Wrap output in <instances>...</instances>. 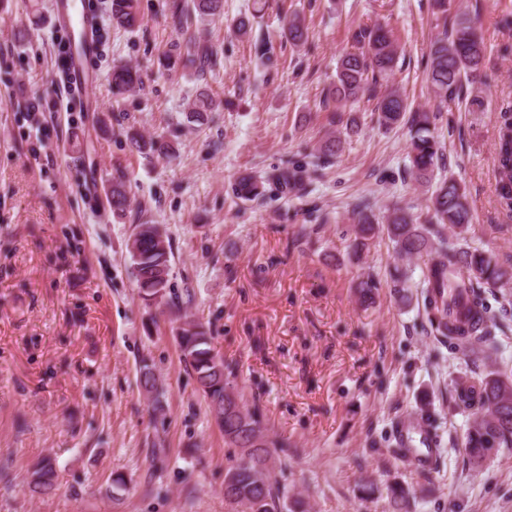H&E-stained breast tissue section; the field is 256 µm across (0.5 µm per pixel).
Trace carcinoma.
I'll return each mask as SVG.
<instances>
[{"instance_id": "1", "label": "carcinoma", "mask_w": 512, "mask_h": 512, "mask_svg": "<svg viewBox=\"0 0 512 512\" xmlns=\"http://www.w3.org/2000/svg\"><path fill=\"white\" fill-rule=\"evenodd\" d=\"M441 13L442 29L430 43L427 71L436 97L442 101L458 97L465 84L480 72L485 58V45L472 20L465 13L448 21L450 0H434ZM224 11V0H192L191 12L201 17H215ZM112 22L125 29L141 25L137 0H112ZM284 36L294 46L307 40V28L295 15L284 25ZM354 50L344 53L338 62L336 80L328 87L322 101L331 112L330 124L341 119V109L362 98L376 101L377 123L386 129L403 125L410 132V175L419 183L431 182L441 146L431 132L437 118L434 112L415 110L407 97L397 89L384 87L387 75L399 59V47L390 29L377 25L363 27L351 35ZM184 65L199 72L212 71L218 65L217 52L191 37ZM139 72L130 66L112 70V95L124 96L140 87ZM216 109L215 101L200 94L188 107V119L202 124L207 113ZM131 147L138 153L158 158L173 155L170 143L143 136L131 137ZM498 194L512 209V107L499 112V138L495 156ZM303 180L302 171L292 166L276 169L268 176L282 190ZM234 192L243 200L264 195V188L249 176H242ZM107 200L115 212L129 206L125 175L112 176ZM431 223L419 224L398 205L378 221L370 204L355 205L357 224L353 227L354 247L384 237L395 255L410 260L429 257L424 276L426 308L435 331L456 341L473 354H479L492 343L494 323L483 304L485 288L512 284V269L494 261L477 248H464L448 241L443 230L451 228L464 233L472 223L466 190L452 177L440 180L430 198ZM127 249L132 260V275L142 298L149 303H168L166 291L172 269V246L167 234L157 224L135 225ZM365 303L374 300L378 283L371 276L356 285ZM184 363L196 376L199 389L217 426L224 432L225 443L239 449V457L225 475L224 500L246 509V512H286L288 495L274 476L275 459L288 455V444L269 436L263 410L245 407L240 395L230 385L229 366L215 352L211 337L199 323L188 325L177 336ZM140 383L153 396L154 409L161 408L158 379L148 363L140 366ZM455 397L459 408L468 412L470 427L464 450L474 464L481 463L495 448L512 446V377L489 372L474 380L456 383ZM56 470L46 458L31 471L30 485L36 493L55 488ZM392 512H407L409 492L400 486H387Z\"/></svg>"}]
</instances>
